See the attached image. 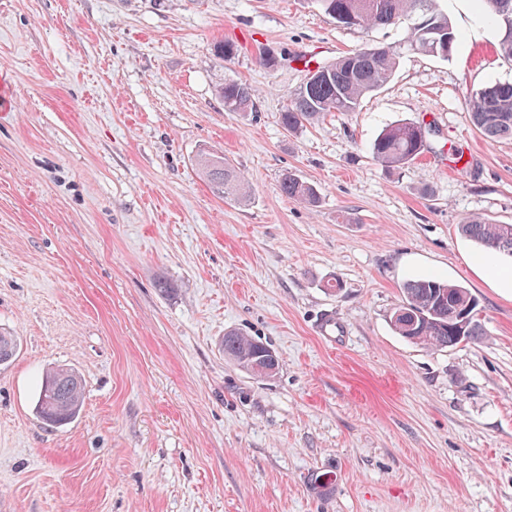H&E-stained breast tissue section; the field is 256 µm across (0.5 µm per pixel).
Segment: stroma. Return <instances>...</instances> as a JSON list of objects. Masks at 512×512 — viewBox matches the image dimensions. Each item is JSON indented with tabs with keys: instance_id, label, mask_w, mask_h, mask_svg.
Segmentation results:
<instances>
[{
	"instance_id": "1",
	"label": "stroma",
	"mask_w": 512,
	"mask_h": 512,
	"mask_svg": "<svg viewBox=\"0 0 512 512\" xmlns=\"http://www.w3.org/2000/svg\"><path fill=\"white\" fill-rule=\"evenodd\" d=\"M440 7L449 58L403 52L356 111L291 133L307 64L401 30L345 28L320 0H0V331L19 343L0 365V512H512V301L457 231L512 224V138L468 108L512 62L480 0ZM229 81L252 112L225 111ZM404 122L427 146L385 171L371 145ZM205 151L247 201L212 192ZM288 172L317 207L282 194ZM429 275L477 300L479 341L393 330L404 283ZM230 329L278 374L225 359ZM57 366L84 406L56 429L36 403ZM255 91L246 83L230 81L224 83L219 95L224 102V109L230 112H251L254 107Z\"/></svg>"
}]
</instances>
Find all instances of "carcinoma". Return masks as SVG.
<instances>
[{"label": "carcinoma", "instance_id": "1", "mask_svg": "<svg viewBox=\"0 0 512 512\" xmlns=\"http://www.w3.org/2000/svg\"><path fill=\"white\" fill-rule=\"evenodd\" d=\"M325 12L336 23L353 30L373 27H401L404 37L394 46L356 48L330 65L319 67V76H310L290 96L280 119L283 127L295 132L315 123L330 112H352L366 95L380 89L393 75L400 50L419 51L449 58L457 43V35L448 16L440 11L438 0H320ZM487 19L499 32L512 22V0H481ZM423 15L432 23L433 32L426 33L414 23ZM224 109L230 112H251L254 90L243 82L230 81L219 90ZM470 117L475 128L486 138L497 140L512 137V82L489 85L469 99ZM429 129L420 123H398L384 129L373 141L372 158L387 168H401L415 160L425 149ZM197 165L214 191L231 199L247 196L245 179L224 157L204 153ZM289 198L309 205L317 202L312 185L290 174L281 183ZM458 232L479 244L491 254L512 257V224H494L479 216L464 218ZM477 301L461 285L431 276L410 279L404 284L403 299L394 310L390 322L403 338L429 347L445 348L460 343L452 324L467 313L464 339L482 335L476 320ZM224 357L250 371L252 363L266 360L267 376H275L279 359L266 356L268 346L235 330L224 333ZM81 377L68 368L46 371L36 410L39 418L52 427L73 422L83 406Z\"/></svg>", "mask_w": 512, "mask_h": 512}]
</instances>
